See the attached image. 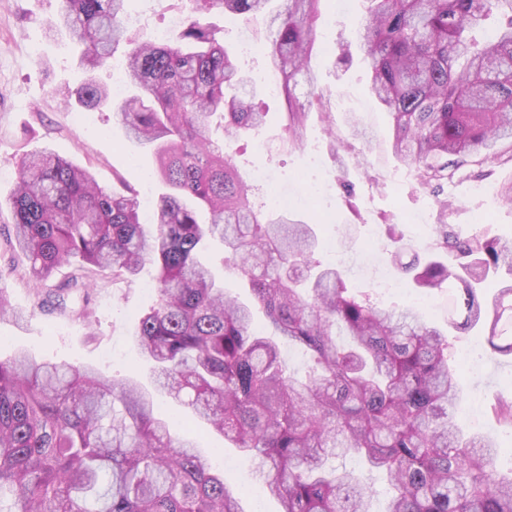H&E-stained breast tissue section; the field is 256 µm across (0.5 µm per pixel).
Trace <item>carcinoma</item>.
Wrapping results in <instances>:
<instances>
[{"mask_svg":"<svg viewBox=\"0 0 512 512\" xmlns=\"http://www.w3.org/2000/svg\"><path fill=\"white\" fill-rule=\"evenodd\" d=\"M181 2L188 15L166 43L129 37L127 0H63L51 23L83 46L92 71L126 47L132 94L116 117L153 154L164 191L147 223L132 189L107 190L49 148L25 151L3 246L41 284L38 305L48 297L84 320L92 278L131 283L153 266L154 305L131 339L153 362L156 388L24 350L0 361V512H241L224 475L175 437L183 418L157 413L163 397L252 457L282 512H370L367 488L326 468L346 455L387 476V512H512V477L497 472L494 441L454 420L460 388L449 353L451 332L477 329L490 355L512 356V241L460 234L444 196L460 168L482 167L512 140V0H369L363 24L393 153L435 197L436 247L404 264L398 238L392 261L422 292L458 287L464 318H448L446 332L413 308L351 291L315 258L312 225L251 201L225 140L261 127L265 113L205 17L263 12L271 0ZM321 5L282 0L269 14L266 48L292 147L303 145L307 114L327 108L308 66ZM63 95L112 105L93 76ZM212 241L251 304L199 261ZM68 264L62 286L43 287ZM338 326L349 343L336 340ZM279 337L307 356L305 377L290 372Z\"/></svg>","mask_w":512,"mask_h":512,"instance_id":"obj_1","label":"carcinoma"}]
</instances>
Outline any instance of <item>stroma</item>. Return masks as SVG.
Here are the masks:
<instances>
[{
  "instance_id": "1",
  "label": "stroma",
  "mask_w": 512,
  "mask_h": 512,
  "mask_svg": "<svg viewBox=\"0 0 512 512\" xmlns=\"http://www.w3.org/2000/svg\"><path fill=\"white\" fill-rule=\"evenodd\" d=\"M336 0H324L315 24V45L310 68L319 90L330 99L329 116L309 113L303 147L288 144L284 131L287 106L282 95L271 91L265 76L269 61L264 53L265 22L262 17L209 15L219 38L233 52L242 70L256 86V104L266 114V124L254 134L231 144L234 161L252 188L255 205L268 202L269 187L256 177L258 169L272 168L279 188L293 191L290 212L314 224L319 240L317 259L325 265L337 262L341 253L357 258L356 268L346 269V283L372 291L373 271L383 270L394 279L411 278L393 266L386 253L388 227L413 249L424 252L436 240L435 223L424 227L408 224L410 215L427 210L430 191L420 189L409 168L391 151V118L371 96L372 67L361 49L360 33L367 13L366 0H349L346 11H337ZM62 0H0V166H14L18 148L50 147L76 165L92 168L99 184L112 189L118 180L133 186L140 197L155 198L161 189L153 177L154 158L130 141L109 109H94L92 124H80L85 112L66 105L60 87H79L85 72L80 51L67 33H50L48 23L62 9ZM131 34L153 39L156 30L184 17L180 0H131ZM249 31L250 46L241 43ZM348 62H341V54ZM498 157L488 159L484 174L455 176L447 193L455 204L449 223L466 233L482 231L512 237V207L498 197L503 182L512 180L507 145ZM328 184L323 201H315L311 189ZM149 273H141L131 285H113L101 276L90 291L92 323L69 314L42 310L20 258L0 252V293L8 306L0 316V360L24 347L38 357L97 367L108 377H138L150 383L148 364L140 359L130 336L138 316L152 302L144 286ZM455 289L444 287L424 295L421 304L394 296L393 307L416 306L426 320L446 329ZM462 399L453 415L464 430L494 440L500 453L496 467L502 476L512 475V428L493 411L497 400H512V358L486 356L472 369L461 370ZM192 438L211 462L223 468L224 479L240 489L242 512H281L280 502L260 490L254 462L243 456L217 432L191 422L179 430Z\"/></svg>"
}]
</instances>
